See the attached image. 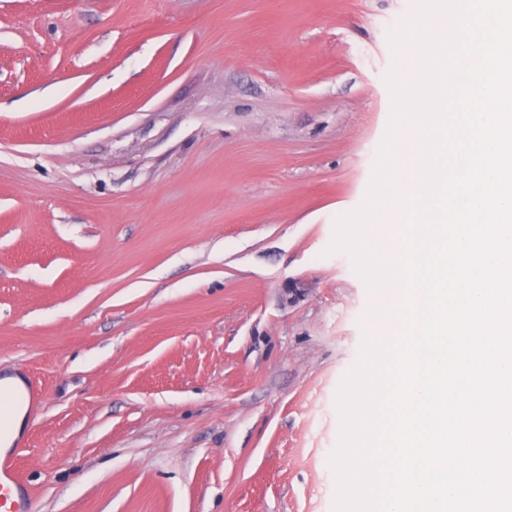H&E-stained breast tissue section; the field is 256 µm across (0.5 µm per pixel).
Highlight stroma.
Returning a JSON list of instances; mask_svg holds the SVG:
<instances>
[{
    "mask_svg": "<svg viewBox=\"0 0 512 512\" xmlns=\"http://www.w3.org/2000/svg\"><path fill=\"white\" fill-rule=\"evenodd\" d=\"M410 0H0V374L38 512H333L383 320L337 217ZM38 383L30 380V385L27 386L26 397L18 396L7 390L0 388V434L5 430V421L10 416L15 404L23 400H27L29 406H34L35 399L38 396Z\"/></svg>",
    "mask_w": 512,
    "mask_h": 512,
    "instance_id": "35a3bbf8",
    "label": "stroma"
}]
</instances>
